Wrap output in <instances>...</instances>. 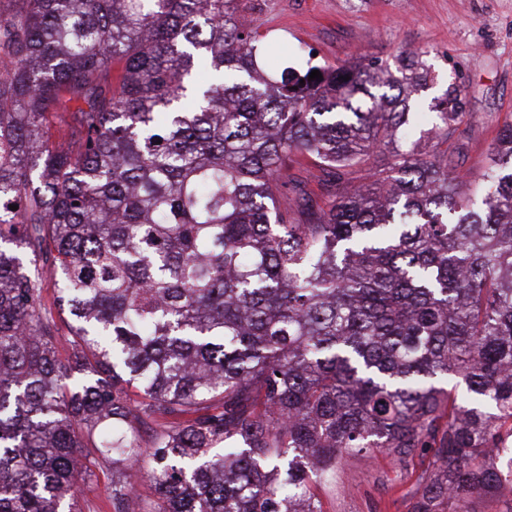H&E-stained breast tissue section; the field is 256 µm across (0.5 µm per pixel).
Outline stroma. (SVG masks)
<instances>
[{"mask_svg":"<svg viewBox=\"0 0 512 512\" xmlns=\"http://www.w3.org/2000/svg\"><path fill=\"white\" fill-rule=\"evenodd\" d=\"M274 69L307 61L337 65L350 59L395 63L426 53L435 83L421 107L449 83L464 86L466 132L448 142V161L463 176L483 169L500 127L512 122V0H250ZM419 461L397 473L384 456L346 458L324 512H407ZM108 463L95 467L78 494L80 512H113Z\"/></svg>","mask_w":512,"mask_h":512,"instance_id":"stroma-1","label":"stroma"}]
</instances>
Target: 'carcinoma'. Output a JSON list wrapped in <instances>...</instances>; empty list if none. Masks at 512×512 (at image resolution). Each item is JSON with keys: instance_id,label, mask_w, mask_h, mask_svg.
<instances>
[{"instance_id": "obj_1", "label": "carcinoma", "mask_w": 512, "mask_h": 512, "mask_svg": "<svg viewBox=\"0 0 512 512\" xmlns=\"http://www.w3.org/2000/svg\"><path fill=\"white\" fill-rule=\"evenodd\" d=\"M13 2L0 9V512H77L99 460L113 512H132L138 474L156 491L141 512H323L319 488L352 455L430 454L410 512H469L501 488L512 123L476 200L448 152L420 145L447 143L467 99L448 84L420 123L434 77L419 54L373 63L381 81L359 61L275 76L241 0ZM292 155L323 171L329 206L301 188L280 207ZM373 155L387 166L358 177Z\"/></svg>"}]
</instances>
